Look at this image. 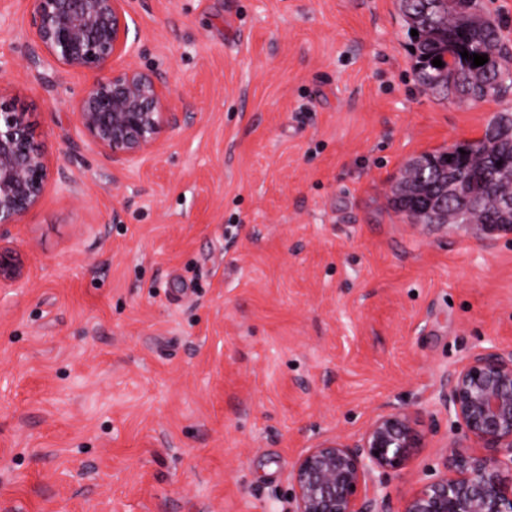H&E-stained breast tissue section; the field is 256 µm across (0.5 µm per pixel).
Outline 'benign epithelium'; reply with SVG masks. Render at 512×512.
Wrapping results in <instances>:
<instances>
[{"instance_id":"benign-epithelium-1","label":"benign epithelium","mask_w":512,"mask_h":512,"mask_svg":"<svg viewBox=\"0 0 512 512\" xmlns=\"http://www.w3.org/2000/svg\"><path fill=\"white\" fill-rule=\"evenodd\" d=\"M126 0H32L36 51L59 67L91 75L77 106L87 145L129 166L177 125L169 88L152 70L114 60L135 51ZM51 176L48 153L25 114L0 92V228L41 201ZM16 254L0 246V283H18ZM462 432L444 446L441 467L391 510L389 475L422 447L409 409L376 414L357 438L321 441L292 465L291 512H512V349L489 342L454 370L440 395Z\"/></svg>"}]
</instances>
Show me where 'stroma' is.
<instances>
[{
  "mask_svg": "<svg viewBox=\"0 0 512 512\" xmlns=\"http://www.w3.org/2000/svg\"><path fill=\"white\" fill-rule=\"evenodd\" d=\"M31 7L0 0V87L52 169L4 239L0 512H290L304 450L391 407L424 436L400 506L450 373L512 347V233L411 223L389 188L512 94L419 87L396 0H128L178 125L121 168L80 138L87 75L31 62ZM15 257L16 254L10 248L0 245V285L2 282L13 285L22 280L23 269Z\"/></svg>",
  "mask_w": 512,
  "mask_h": 512,
  "instance_id": "35a3bbf8",
  "label": "stroma"
}]
</instances>
